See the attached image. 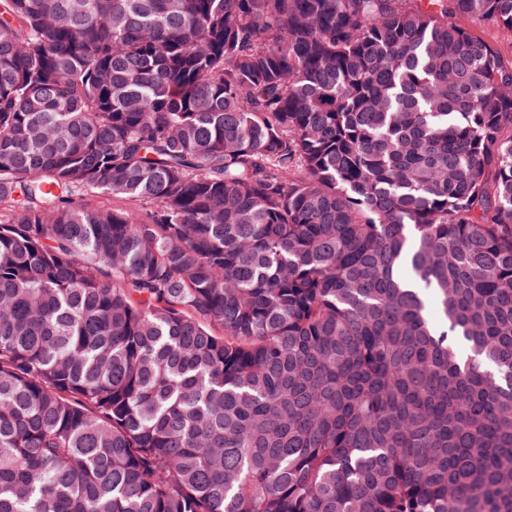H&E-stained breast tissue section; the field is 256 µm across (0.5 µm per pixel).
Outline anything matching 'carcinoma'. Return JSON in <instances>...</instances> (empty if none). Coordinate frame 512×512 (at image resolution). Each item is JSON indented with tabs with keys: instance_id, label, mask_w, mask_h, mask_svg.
Wrapping results in <instances>:
<instances>
[{
	"instance_id": "carcinoma-1",
	"label": "carcinoma",
	"mask_w": 512,
	"mask_h": 512,
	"mask_svg": "<svg viewBox=\"0 0 512 512\" xmlns=\"http://www.w3.org/2000/svg\"><path fill=\"white\" fill-rule=\"evenodd\" d=\"M458 17L512 0H0V512H512V57Z\"/></svg>"
}]
</instances>
